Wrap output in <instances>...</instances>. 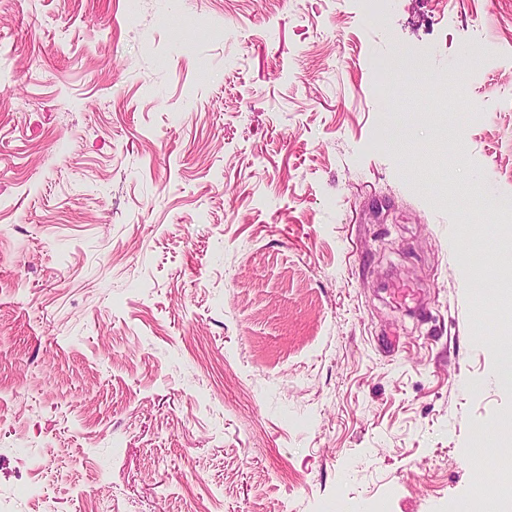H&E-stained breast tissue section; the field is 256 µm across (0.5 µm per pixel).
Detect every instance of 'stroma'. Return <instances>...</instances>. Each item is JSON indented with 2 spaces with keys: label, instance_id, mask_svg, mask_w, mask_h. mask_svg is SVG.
I'll return each mask as SVG.
<instances>
[{
  "label": "stroma",
  "instance_id": "35a3bbf8",
  "mask_svg": "<svg viewBox=\"0 0 512 512\" xmlns=\"http://www.w3.org/2000/svg\"><path fill=\"white\" fill-rule=\"evenodd\" d=\"M0 0V512H455L512 457V0Z\"/></svg>",
  "mask_w": 512,
  "mask_h": 512
}]
</instances>
